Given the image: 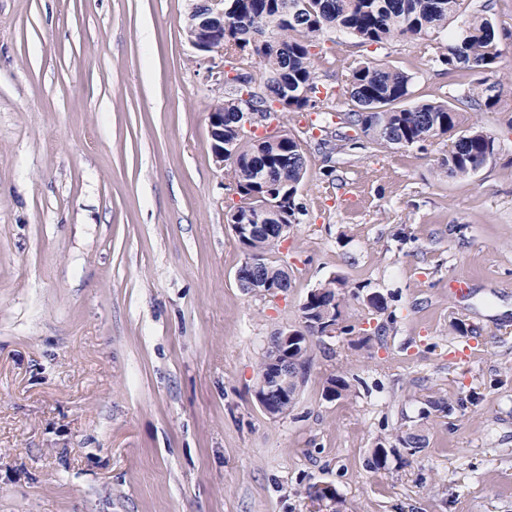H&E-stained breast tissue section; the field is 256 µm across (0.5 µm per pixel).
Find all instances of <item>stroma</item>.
Wrapping results in <instances>:
<instances>
[{
    "instance_id": "1",
    "label": "stroma",
    "mask_w": 512,
    "mask_h": 512,
    "mask_svg": "<svg viewBox=\"0 0 512 512\" xmlns=\"http://www.w3.org/2000/svg\"><path fill=\"white\" fill-rule=\"evenodd\" d=\"M200 2L0 0V512H321L315 484L341 512H512V0L466 5L504 36L494 74L325 34L315 66L338 89L366 58L413 74L416 102L492 87L464 120L497 150L453 177L450 137L332 151L328 115L284 114L308 140L307 215L270 254L291 277L277 297L236 280L208 131L223 62L185 32ZM336 276L346 331L311 337L295 406L270 417L259 360ZM335 374L346 397L325 395ZM413 431L424 447L371 468Z\"/></svg>"
}]
</instances>
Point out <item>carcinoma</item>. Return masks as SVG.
<instances>
[{
	"instance_id": "carcinoma-1",
	"label": "carcinoma",
	"mask_w": 512,
	"mask_h": 512,
	"mask_svg": "<svg viewBox=\"0 0 512 512\" xmlns=\"http://www.w3.org/2000/svg\"><path fill=\"white\" fill-rule=\"evenodd\" d=\"M464 0H224V50L235 60L238 72L259 69L258 87L224 79V160L231 165L229 191L279 202L278 213L262 219L249 240L255 256L263 261L261 279L286 290L288 271L269 260L283 224H301L306 212L298 202V189L306 173L300 135L284 132L277 139L244 140L237 126L244 101L255 112H270L277 102L282 111L301 112L317 107L332 111L333 96L321 93L312 49L328 30L346 32L365 46H385L394 41L416 43L426 62H439L452 75L466 68L496 72L503 49L494 23L485 14H474L448 37L444 52L432 54L433 37L448 28ZM412 77L384 63L359 61L349 68L345 99L347 110L338 113L341 123L360 130L371 143L383 146L421 145L444 135L454 136L443 160L447 172L469 177L485 167L496 151L495 138L478 126L459 129L462 112L495 105L493 96L464 90L452 101L408 103ZM248 99H243V95ZM330 300L302 305L309 321L299 333L292 358L311 364L306 337L322 332V308ZM280 350L270 344L258 364V382L271 377ZM351 385L342 375L328 380L326 395L339 399Z\"/></svg>"
}]
</instances>
